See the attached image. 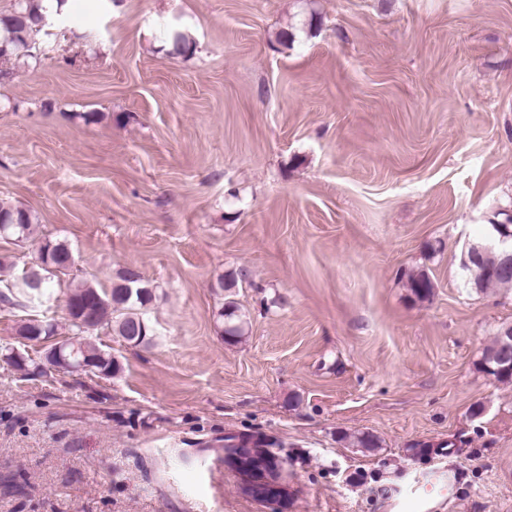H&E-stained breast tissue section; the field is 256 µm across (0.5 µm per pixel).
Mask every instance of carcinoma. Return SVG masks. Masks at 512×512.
Returning <instances> with one entry per match:
<instances>
[{
  "label": "carcinoma",
  "mask_w": 512,
  "mask_h": 512,
  "mask_svg": "<svg viewBox=\"0 0 512 512\" xmlns=\"http://www.w3.org/2000/svg\"><path fill=\"white\" fill-rule=\"evenodd\" d=\"M64 0H56L57 10L51 13L42 6V0H20L8 14L0 16V60L10 61L18 56H25L24 38L40 31L52 14L60 15ZM170 51L173 54H186L193 49L191 42L183 33L173 30L167 34ZM35 215L27 208L0 202V237L29 239L35 228ZM73 252L65 242L46 241L39 247L41 281L35 287L29 280L28 272L12 281L0 285V302L11 306L26 307L40 299L48 288L52 287V278L67 272L66 261ZM498 254L488 252L482 262V274L473 279L467 274L468 284L478 292L489 289L505 288L512 290V274L497 271ZM242 268L228 271L219 279V287L230 291L243 283ZM406 288L418 300L423 301L433 293L434 282L427 273L420 271L409 275ZM152 301V289L143 284L138 271L127 268L119 273L117 282L111 289L98 288L89 283L69 286L66 296V314L68 328L72 336L68 342H76L81 355L95 362L99 372L110 377L119 371V364L112 355L90 340L89 335L99 329H109L133 345H141L153 335V328L145 317L143 309ZM91 310L93 321L83 324L77 321L78 312ZM36 336L58 335V325L42 324L38 320L23 323L18 328V335L27 333ZM500 333H495L490 344L482 352L480 368L501 383H512V371H502L499 364L491 357L498 354Z\"/></svg>",
  "instance_id": "carcinoma-1"
}]
</instances>
